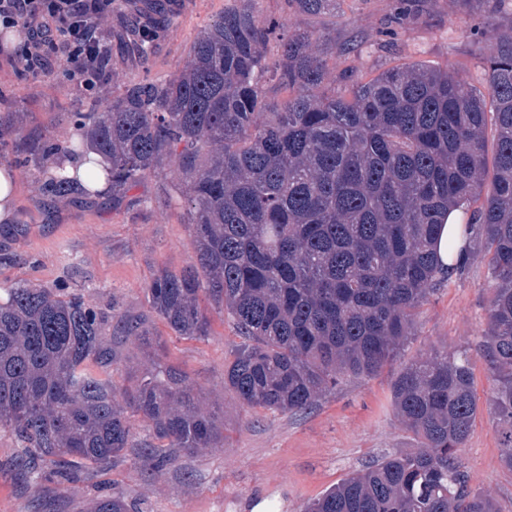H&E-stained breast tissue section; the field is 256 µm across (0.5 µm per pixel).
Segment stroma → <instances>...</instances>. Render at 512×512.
<instances>
[{
	"label": "stroma",
	"mask_w": 512,
	"mask_h": 512,
	"mask_svg": "<svg viewBox=\"0 0 512 512\" xmlns=\"http://www.w3.org/2000/svg\"><path fill=\"white\" fill-rule=\"evenodd\" d=\"M234 0H163L157 13L158 37L147 57L130 48V31L149 16L145 0H112L106 30L112 75L93 91L71 80L60 67L23 75L0 51V124L21 138H46L69 145L75 128L69 113L106 103L125 87L164 79L188 70L195 37ZM259 20H283L290 30L318 37L330 76L349 70L370 78L378 71L415 61L457 71L485 89L484 62L496 37L483 23L494 17L512 28V0H331L318 13L292 0H252ZM46 158L21 167L15 219L0 229V289L33 283L77 293L109 315L103 341L113 352L102 374L127 384L135 370L154 359L186 373L204 409L215 412L223 443L183 455L156 472L137 459L148 437L143 418L124 455L103 470L80 474L46 495L53 512H88L90 502L116 494L133 499L138 512H251L268 503L270 512H301L346 475L386 452L415 448L417 442L396 415L391 383L401 365L434 352L470 349L478 413L462 450L470 484L492 494L501 512H512V470L501 462L497 423L489 410L493 384L475 347L487 329L492 290L488 257L479 238L469 241L462 271L442 280L422 305L417 334L398 364L371 379L342 380L310 409L299 413L253 410L224 387V369L242 339L227 311L208 299L200 306L210 333L175 335L150 309L148 283L160 268L181 271L196 261L185 206L168 198L181 176L170 165L159 168L123 203L111 193L97 198L53 200L42 190ZM150 197L143 205L141 197ZM139 317L157 340L139 349L117 329V317ZM18 445L0 431V512H38L31 490L22 488L13 461Z\"/></svg>",
	"instance_id": "obj_1"
}]
</instances>
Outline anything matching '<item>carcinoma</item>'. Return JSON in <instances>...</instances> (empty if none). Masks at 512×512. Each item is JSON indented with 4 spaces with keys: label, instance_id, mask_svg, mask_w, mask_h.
<instances>
[{
    "label": "carcinoma",
    "instance_id": "obj_1",
    "mask_svg": "<svg viewBox=\"0 0 512 512\" xmlns=\"http://www.w3.org/2000/svg\"><path fill=\"white\" fill-rule=\"evenodd\" d=\"M271 41L280 49L272 65ZM314 42L258 20L242 0L197 36L186 72L70 114L107 162L112 203L166 162L183 174L196 263L154 272L151 307L175 335L205 336V294L243 339L224 387L250 409L304 412L342 379L373 378L398 360L418 309L450 274L433 243L460 209L488 255L493 296L477 351L512 470V32L486 60L484 93L424 62L368 80L345 71L329 91ZM268 76L288 89L274 112L262 111ZM4 294L0 430L20 445L28 487L62 485L79 467L119 457L135 415L151 429L139 461L152 470L218 447L217 417L176 369L155 362L126 387L91 370L111 357L108 318L82 296L26 283ZM117 324L150 346L138 321ZM391 394L417 447L347 475L303 512H500L470 486L461 457L477 415L468 350L404 365ZM91 512L134 504L104 497Z\"/></svg>",
    "mask_w": 512,
    "mask_h": 512
}]
</instances>
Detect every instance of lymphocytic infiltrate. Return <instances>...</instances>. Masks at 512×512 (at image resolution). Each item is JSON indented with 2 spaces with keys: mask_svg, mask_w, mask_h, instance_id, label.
Here are the masks:
<instances>
[{
  "mask_svg": "<svg viewBox=\"0 0 512 512\" xmlns=\"http://www.w3.org/2000/svg\"><path fill=\"white\" fill-rule=\"evenodd\" d=\"M112 0H0V27L22 28L26 39L13 56L22 73L54 65L87 89L104 77L95 62Z\"/></svg>",
  "mask_w": 512,
  "mask_h": 512,
  "instance_id": "f902f5d3",
  "label": "lymphocytic infiltrate"
}]
</instances>
